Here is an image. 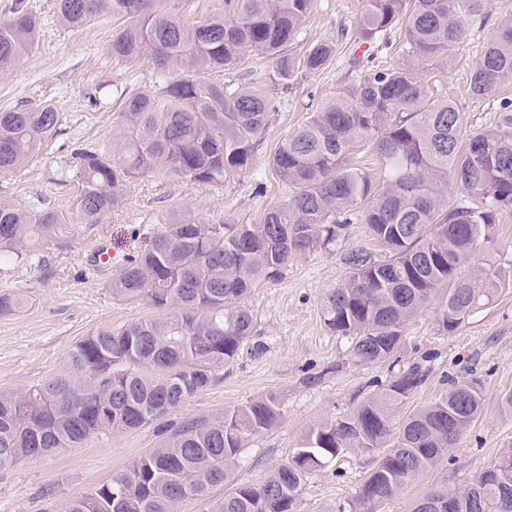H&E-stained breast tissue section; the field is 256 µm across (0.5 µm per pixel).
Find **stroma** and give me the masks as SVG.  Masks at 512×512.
Segmentation results:
<instances>
[{
    "label": "stroma",
    "mask_w": 512,
    "mask_h": 512,
    "mask_svg": "<svg viewBox=\"0 0 512 512\" xmlns=\"http://www.w3.org/2000/svg\"><path fill=\"white\" fill-rule=\"evenodd\" d=\"M34 4L43 21L39 44L31 58L0 76V111L50 103L60 114V125L23 170L0 177V202L58 211L64 217L63 243L37 245L22 258L0 260V295L21 298L18 307L0 314L2 391L64 374L73 346L95 330L160 317V310L146 301L113 298L110 272L95 262L96 250H111L117 258L134 254L174 217L219 223L232 216L259 223L283 194L270 167L275 148L301 123L307 104L357 78L349 56L361 0H315L293 50L300 55L313 45L335 43L336 56L327 69L297 81L285 94L275 92L269 80L273 62L267 57L250 56L221 77L226 87L247 85L276 101L249 172L217 187L161 173L136 178L125 185L117 208L101 223L87 224L78 209L80 187L74 181L62 183V172L72 166L78 149H109L122 94L154 90L166 72L111 56V19L101 17L70 29L58 24L54 0ZM508 14L512 0H488L487 26H470L451 66L431 72L438 96L452 100L462 113L464 131L497 120L498 97L472 98L468 83L490 25ZM354 247L370 249L379 259L384 256L373 247L366 226L352 224L331 250L296 257L281 279L260 282L246 300L254 318L251 338L225 366L222 378L177 412L180 421L207 418L268 394L277 397L280 423L249 439L233 468V481L260 483L268 471L287 462L310 427L349 414L393 375L388 361L354 363L348 339L324 322L326 297L345 278L343 255ZM474 263L488 276L479 303L456 331L442 330L432 306L407 325L403 364L424 359L431 372L421 388L396 406L393 421L401 423L434 402L448 375L478 380L481 415L446 461L409 483L379 512H407L414 498L433 485L463 486L512 447V413L500 401L512 390V214L498 225L493 244L476 253ZM161 444L150 424L128 432H101L80 448L38 462H19L0 472V512H60L66 499L122 473ZM372 465V457L350 450L311 472L299 492V512H339L358 495Z\"/></svg>",
    "instance_id": "stroma-1"
}]
</instances>
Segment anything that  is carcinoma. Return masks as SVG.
Segmentation results:
<instances>
[{
  "label": "carcinoma",
  "instance_id": "obj_1",
  "mask_svg": "<svg viewBox=\"0 0 512 512\" xmlns=\"http://www.w3.org/2000/svg\"><path fill=\"white\" fill-rule=\"evenodd\" d=\"M176 0H57L56 20L79 27L101 16L119 22L109 53L153 62L173 73L156 90L122 98L112 151L77 157L79 208L89 224L123 200L132 178L164 171L199 185L223 184L253 167L272 99L252 87L230 90L208 75L237 67L255 52L274 62L271 82L288 92L294 81L323 71L336 46L291 51L314 0H224V12L188 24ZM487 0H363L352 35L350 65L358 79L316 105L274 151L272 169L290 192L258 224L189 218L164 223L152 245L125 257L111 276L112 297L145 300L171 312L165 318L99 329L69 354V373L35 387L0 391V471L82 447L102 431L153 424L159 448L126 471L70 498L63 512H178L187 499L207 512H298V492L311 471L348 449L373 457L358 496L342 512H377L409 482L434 469L482 411L473 380L448 379L431 405L394 426L389 411L420 388L429 368L414 362L383 391L346 416L308 430L284 464L258 485L211 489L230 481L250 437L275 427L281 408L273 395L205 419L171 416L213 385L254 328L245 300L262 281L283 276L293 258L325 251L350 224H364L389 253L378 261L348 250L347 275L326 298L329 329L350 338L360 364L389 361L405 346L404 329L438 302L442 329L455 331L481 296L473 265L512 211V101L491 127L461 134L456 104L434 95L427 72L451 63L469 23L484 19ZM41 20L30 0H12L0 20V74L25 62ZM399 31L401 58L381 68L364 65L369 50ZM512 83V16L489 33L469 80L475 98ZM60 122L50 104L0 112V175L26 165ZM54 210L0 204V258L58 238ZM512 448L462 488L425 491L408 512H512Z\"/></svg>",
  "mask_w": 512,
  "mask_h": 512
}]
</instances>
